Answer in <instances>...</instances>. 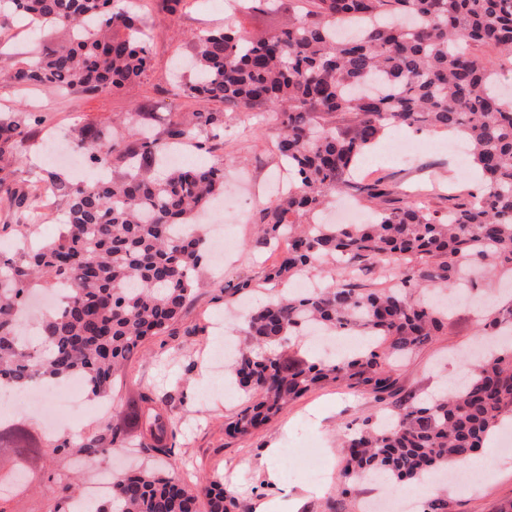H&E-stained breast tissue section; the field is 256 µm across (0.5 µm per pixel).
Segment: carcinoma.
<instances>
[{
	"label": "carcinoma",
	"instance_id": "1",
	"mask_svg": "<svg viewBox=\"0 0 512 512\" xmlns=\"http://www.w3.org/2000/svg\"><path fill=\"white\" fill-rule=\"evenodd\" d=\"M300 17L266 38L235 28L192 40L193 69L180 89L187 98L226 109H278L277 150L293 184L263 210L256 244L288 247L266 276L287 285L323 262L337 276L310 292L272 291L249 311L241 330L249 346L231 370L248 404L225 430L246 435L270 422L288 402L322 382L345 383L391 402L384 427L364 422L342 437L340 492L352 495L371 476L424 482L470 460L512 418V344L472 366L462 386L426 399L398 396L390 359L414 352L448 323V311L426 302L431 284L454 288L474 259L489 274H512V93L502 70L471 48L491 45L512 60V0H309ZM20 15L49 28L66 27L69 41L47 48L33 64L0 80L96 93L138 81L149 62L142 17L115 0H0V17ZM38 120L21 109L0 113V190L28 208L43 181L67 199V220L44 245L0 254V384L25 386L82 377L94 397H109L126 363L153 336L165 333L200 288L207 239L198 219L224 194L229 158L207 143L224 140V113L190 112L168 124L175 146L193 144L208 163L181 165L160 178L144 174L156 140L126 137L102 125L76 146L95 166L127 158L120 178L94 177L74 186L31 170L16 188V138ZM391 127L429 129L464 138L482 187L448 205L440 217L425 204L385 209L368 224H314L327 195L349 183L361 158ZM380 264L395 284L364 290L352 283L361 265ZM68 292L39 318L41 343L25 341L24 299L30 292ZM319 326L356 331L365 347L331 361L288 353V341ZM484 329L512 336V305L485 315ZM142 437L170 452L171 417L141 396ZM118 421L90 433L47 437L21 420L0 424V512L19 493L48 480L59 488L54 512H71L78 470L43 471L44 451L101 465L121 447ZM250 512L216 477L188 484L146 471L112 480L110 497L85 512ZM423 512H448L439 488Z\"/></svg>",
	"mask_w": 512,
	"mask_h": 512
}]
</instances>
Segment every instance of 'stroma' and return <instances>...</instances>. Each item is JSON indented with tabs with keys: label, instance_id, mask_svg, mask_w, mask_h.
<instances>
[{
	"label": "stroma",
	"instance_id": "stroma-1",
	"mask_svg": "<svg viewBox=\"0 0 512 512\" xmlns=\"http://www.w3.org/2000/svg\"><path fill=\"white\" fill-rule=\"evenodd\" d=\"M141 17L148 35L149 66L133 86L87 95L48 86L0 85V112L20 106L41 119L32 135L22 139L18 161L67 179L71 176L68 164L52 162L49 147L65 148L87 126L108 124L120 133L137 128L160 140L168 122L181 119L184 113L219 110L216 102L185 97L172 76V63L176 57L190 55L194 34L230 24L221 0H187L178 14L166 12L162 0H142ZM65 36L62 29L27 26L16 19L0 21V69L35 61L39 48ZM279 133L275 110L224 114V151L231 159L224 191L237 198L236 209L213 216L224 227V264L203 266L202 286L180 318L165 334L149 339L115 382L111 415L121 421L124 445L113 453L112 469L118 472L138 465L172 471L190 482L220 476L247 503L268 501L272 512H284L295 496L303 500L299 512H359L369 487L361 485L352 498L339 494V443L346 426L379 414L372 395L342 384H326L290 402L263 430L230 436L224 432V422L245 407L246 398L241 393L228 395L224 382L230 372L214 375L202 358L227 340L239 348L247 345L244 335L222 329L227 320L223 285L249 281L253 287L250 302L255 306L267 297L265 275L278 255L253 246L252 241L283 171L276 149ZM389 135L414 142L418 150L414 160L402 167L382 160V146L368 152V159L376 163L375 174L363 176L362 181L379 179L386 196L372 199L345 187L338 191V198L356 197L367 214L420 200L444 214L449 193L478 191L468 156L448 150L449 135L407 127L390 128ZM65 212V199L53 198L43 203L42 219L34 223L0 194V248L8 250L27 240L50 241ZM504 286V279L498 277L476 279L470 299L449 315L439 336L397 362L394 376L403 395L421 397L466 380L467 354L484 336L479 307L495 300ZM145 392L157 398L159 408L175 423L170 456L157 455L142 445L136 413ZM271 448L280 449L277 459H269ZM307 448L317 450L328 472L325 481L315 482L305 471L303 451ZM493 453L494 471L474 469L473 481L449 488V512H502L512 502V451L497 447Z\"/></svg>",
	"mask_w": 512,
	"mask_h": 512
}]
</instances>
